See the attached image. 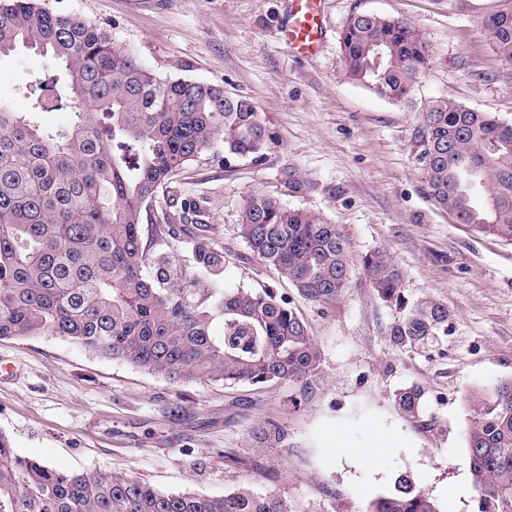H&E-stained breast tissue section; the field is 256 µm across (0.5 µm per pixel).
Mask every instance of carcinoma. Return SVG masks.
<instances>
[{
    "instance_id": "obj_1",
    "label": "carcinoma",
    "mask_w": 512,
    "mask_h": 512,
    "mask_svg": "<svg viewBox=\"0 0 512 512\" xmlns=\"http://www.w3.org/2000/svg\"><path fill=\"white\" fill-rule=\"evenodd\" d=\"M494 50L512 61V8L486 19ZM50 54L58 72L17 88L23 112L0 101V339L60 336L95 357L190 380L262 384L300 380L318 353L291 302L274 291L224 288V256L198 248L199 271L148 274L150 203L175 173L208 151L224 163L266 159L273 136L248 100L224 87L162 78L77 15L45 0H0V57L18 48ZM340 48L352 81L407 102L431 52L404 20L354 13ZM72 118L64 127L46 112ZM416 161L427 193L461 224L512 240V124L453 100L421 113ZM241 235L298 295L326 305L347 288L350 245L336 224L261 193L247 198ZM385 302L399 300L401 272L381 250L361 259ZM213 281L198 288L200 273ZM448 333L438 304L414 306L390 330L398 346ZM420 393L399 395L409 419ZM478 512H512V378L499 382L465 430ZM0 512H288L282 499L241 489L220 497L163 492L118 473L63 472L14 453L0 433ZM370 512H438L402 477Z\"/></svg>"
}]
</instances>
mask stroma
Wrapping results in <instances>:
<instances>
[{
    "label": "stroma",
    "mask_w": 512,
    "mask_h": 512,
    "mask_svg": "<svg viewBox=\"0 0 512 512\" xmlns=\"http://www.w3.org/2000/svg\"><path fill=\"white\" fill-rule=\"evenodd\" d=\"M108 30L164 78L217 83L249 100L275 137L262 163L213 152L174 176L152 205L181 241L153 258L187 267L194 237L224 257V284L274 290L305 321L319 353L298 381L173 385L92 357L59 336L0 339V433L14 452L62 471L114 472L164 492L275 495L288 512H368L400 476L440 512H478L465 428L475 397L512 378V242L437 207L418 166L420 111L447 98L512 123V62L493 49L487 16L512 0H324L321 53L295 58L281 34L288 0H47ZM355 12L415 25L431 48L411 103L351 81L340 34ZM51 57L0 58V99ZM301 190H294L293 182ZM263 193L311 210L346 234L354 262L333 305L302 299L240 233ZM193 201L195 213L182 210ZM381 250L402 273L383 301L360 260ZM448 312V333L396 346L393 323L417 303ZM420 390L417 419L396 398Z\"/></svg>",
    "instance_id": "stroma-1"
}]
</instances>
